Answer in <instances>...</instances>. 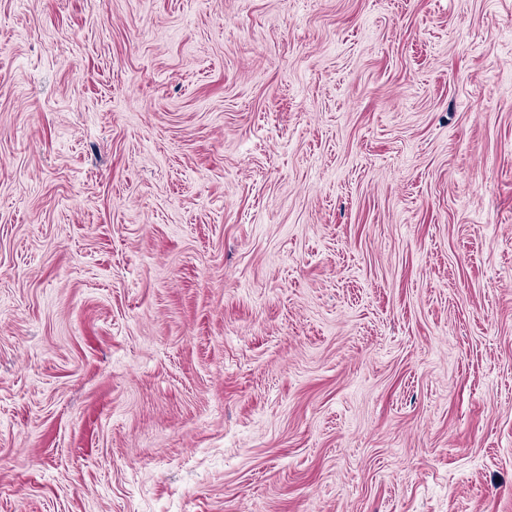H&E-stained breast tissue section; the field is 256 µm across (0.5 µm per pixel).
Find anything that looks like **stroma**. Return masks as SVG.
Wrapping results in <instances>:
<instances>
[{
  "mask_svg": "<svg viewBox=\"0 0 512 512\" xmlns=\"http://www.w3.org/2000/svg\"><path fill=\"white\" fill-rule=\"evenodd\" d=\"M0 512H512V0H0Z\"/></svg>",
  "mask_w": 512,
  "mask_h": 512,
  "instance_id": "obj_1",
  "label": "stroma"
}]
</instances>
